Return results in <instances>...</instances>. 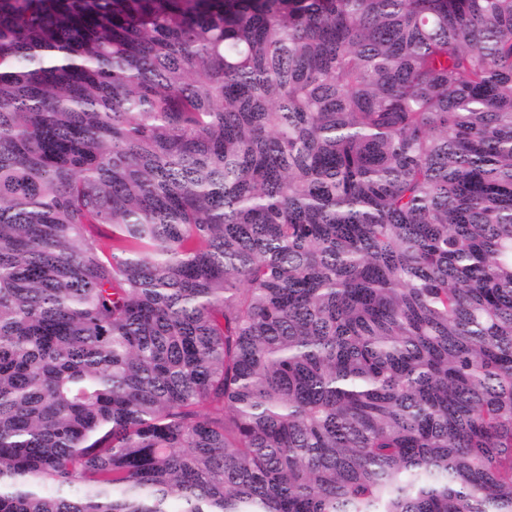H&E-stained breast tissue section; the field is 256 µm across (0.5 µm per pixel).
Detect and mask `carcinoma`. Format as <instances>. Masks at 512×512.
I'll use <instances>...</instances> for the list:
<instances>
[{
	"mask_svg": "<svg viewBox=\"0 0 512 512\" xmlns=\"http://www.w3.org/2000/svg\"><path fill=\"white\" fill-rule=\"evenodd\" d=\"M0 512H512V0H0Z\"/></svg>",
	"mask_w": 512,
	"mask_h": 512,
	"instance_id": "obj_1",
	"label": "carcinoma"
}]
</instances>
